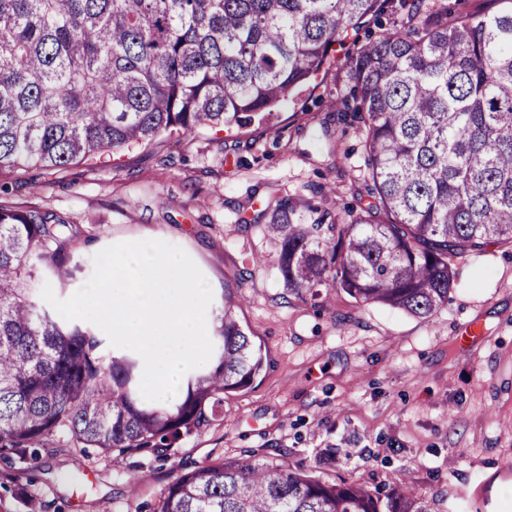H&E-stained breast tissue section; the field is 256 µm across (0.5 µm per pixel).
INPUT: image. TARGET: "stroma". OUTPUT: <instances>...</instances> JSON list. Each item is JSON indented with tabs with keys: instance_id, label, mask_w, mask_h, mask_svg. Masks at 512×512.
Returning a JSON list of instances; mask_svg holds the SVG:
<instances>
[{
	"instance_id": "obj_1",
	"label": "stroma",
	"mask_w": 512,
	"mask_h": 512,
	"mask_svg": "<svg viewBox=\"0 0 512 512\" xmlns=\"http://www.w3.org/2000/svg\"><path fill=\"white\" fill-rule=\"evenodd\" d=\"M406 14L404 0H387L381 23L351 32L318 80L268 123L161 139L44 172L15 190L13 201L64 216L88 239L73 280L54 284L42 274L35 290L48 284L69 298L103 248L162 240L212 284L208 316L222 311L225 295L235 297L236 316L269 367L163 459L80 452L66 433L23 458L0 452V512H31L35 502L46 512H153L184 468L252 451L329 480L409 483L432 512H512L504 493L512 488V245L452 258L448 302L422 318L337 289L317 300L289 293L276 247L256 223L278 193L334 213L366 198L361 137L343 114L345 55ZM470 320L484 324L486 337L466 356L456 330Z\"/></svg>"
}]
</instances>
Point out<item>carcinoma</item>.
<instances>
[{
  "label": "carcinoma",
  "mask_w": 512,
  "mask_h": 512,
  "mask_svg": "<svg viewBox=\"0 0 512 512\" xmlns=\"http://www.w3.org/2000/svg\"><path fill=\"white\" fill-rule=\"evenodd\" d=\"M411 0L407 20L347 54L372 202L333 214L283 195L257 216L288 291L340 288L428 318L448 303L451 259L512 244V7ZM386 0H0V177L29 181L161 135L263 123ZM0 186V451L69 433L108 458L164 457L208 428L224 394L264 371L262 345L224 297L215 365L166 404L140 362L39 303L36 265L71 279L81 231ZM154 512H431L400 483L327 481L271 457L186 469Z\"/></svg>",
  "instance_id": "cac0c4a2"
}]
</instances>
